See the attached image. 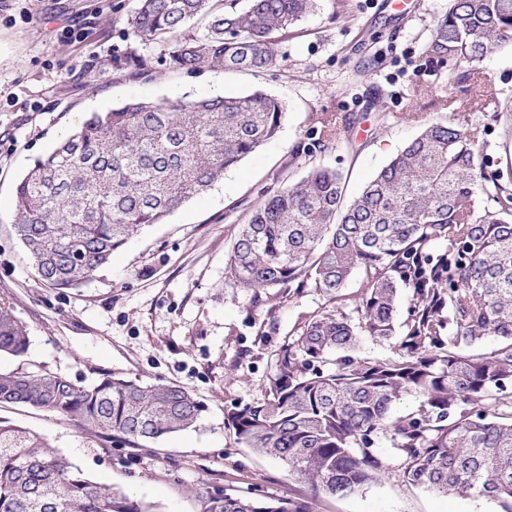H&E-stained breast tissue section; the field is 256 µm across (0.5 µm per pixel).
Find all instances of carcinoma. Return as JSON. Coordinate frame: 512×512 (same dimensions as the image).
Returning <instances> with one entry per match:
<instances>
[{
    "label": "carcinoma",
    "instance_id": "1",
    "mask_svg": "<svg viewBox=\"0 0 512 512\" xmlns=\"http://www.w3.org/2000/svg\"><path fill=\"white\" fill-rule=\"evenodd\" d=\"M321 0H139L127 26L165 38L174 71L262 72L278 36ZM206 18L204 30L192 21ZM512 44V0H448L424 47L431 62L471 65ZM135 78L152 61L116 60ZM285 112L275 97L130 101L94 113L17 182L13 228L39 279L68 289L89 280L138 230L162 223L262 144ZM465 119L431 122L344 202L340 172L315 167L254 208L228 260L238 286L325 299L284 343L267 398L236 406V443L288 465L314 492L347 495L390 470L446 495L479 496L512 512V182L489 173ZM361 284L346 295L353 275ZM411 291L397 322L401 289ZM395 341L393 358L354 354L359 337ZM493 337L496 348L468 350ZM29 334L0 302V354L23 356ZM340 354L334 362L329 356ZM412 395L419 405L393 413ZM24 405L97 433L157 442L194 427L205 404L185 388L109 374L78 385L49 372L0 370V407ZM194 493L200 512H314L293 495L269 501ZM0 512H153L88 478L38 435L0 420Z\"/></svg>",
    "mask_w": 512,
    "mask_h": 512
}]
</instances>
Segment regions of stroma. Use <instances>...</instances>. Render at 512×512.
<instances>
[{
  "instance_id": "obj_1",
  "label": "stroma",
  "mask_w": 512,
  "mask_h": 512,
  "mask_svg": "<svg viewBox=\"0 0 512 512\" xmlns=\"http://www.w3.org/2000/svg\"><path fill=\"white\" fill-rule=\"evenodd\" d=\"M137 0H0V299L29 330L21 357L1 370L47 371L80 385L111 373L178 384L207 406L196 428L156 443L102 437L59 414L0 408V419L56 447L91 480L152 503L154 512H199L192 491L257 499L316 498L315 512H501L484 497L444 495L403 482L390 440L376 448L391 469L346 496H313L282 461L237 444L224 425L236 404L267 396L277 355L323 303L313 293L255 304L225 266L239 224L267 195L314 166L339 170L347 196L421 132L458 116L478 128L483 160L512 179V46L479 62L478 82L450 84L448 67L423 57L448 0H323L278 45L263 73L160 66L167 46L135 38L125 24ZM155 60L128 77L115 56ZM277 97L285 118L275 141L245 158L163 223L135 234L76 288L46 286L13 230L14 188L34 160L93 112L131 100L202 94ZM349 128V141L336 140Z\"/></svg>"
}]
</instances>
